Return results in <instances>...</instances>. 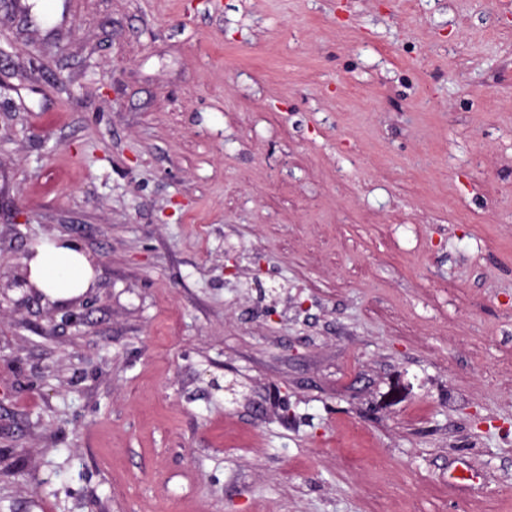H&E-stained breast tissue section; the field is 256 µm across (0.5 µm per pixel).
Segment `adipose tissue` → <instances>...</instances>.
<instances>
[{
  "label": "adipose tissue",
  "instance_id": "1",
  "mask_svg": "<svg viewBox=\"0 0 512 512\" xmlns=\"http://www.w3.org/2000/svg\"><path fill=\"white\" fill-rule=\"evenodd\" d=\"M28 262V277L46 296L63 300L84 293L91 285L93 268L71 244L44 240L35 245Z\"/></svg>",
  "mask_w": 512,
  "mask_h": 512
}]
</instances>
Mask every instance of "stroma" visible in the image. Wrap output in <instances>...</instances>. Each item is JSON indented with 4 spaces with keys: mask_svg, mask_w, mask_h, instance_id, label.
Listing matches in <instances>:
<instances>
[{
    "mask_svg": "<svg viewBox=\"0 0 512 512\" xmlns=\"http://www.w3.org/2000/svg\"><path fill=\"white\" fill-rule=\"evenodd\" d=\"M20 2L0 512H512V0ZM34 252L36 256L28 262L29 281L46 296L69 299L90 288L93 268L71 244L44 240L34 246ZM29 286L32 292H38L36 287Z\"/></svg>",
    "mask_w": 512,
    "mask_h": 512,
    "instance_id": "stroma-1",
    "label": "stroma"
}]
</instances>
